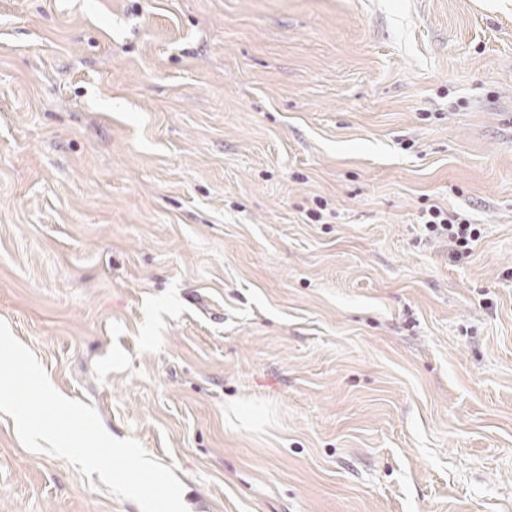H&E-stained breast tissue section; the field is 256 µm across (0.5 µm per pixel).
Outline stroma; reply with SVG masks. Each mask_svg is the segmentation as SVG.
<instances>
[{
    "label": "stroma",
    "instance_id": "1",
    "mask_svg": "<svg viewBox=\"0 0 512 512\" xmlns=\"http://www.w3.org/2000/svg\"><path fill=\"white\" fill-rule=\"evenodd\" d=\"M0 319L188 512H512V0H0ZM424 224L430 235L448 239V246L452 248L451 256L458 261L472 255V246L481 235L480 229L465 215L458 212L452 214L438 206H431L427 210Z\"/></svg>",
    "mask_w": 512,
    "mask_h": 512
}]
</instances>
